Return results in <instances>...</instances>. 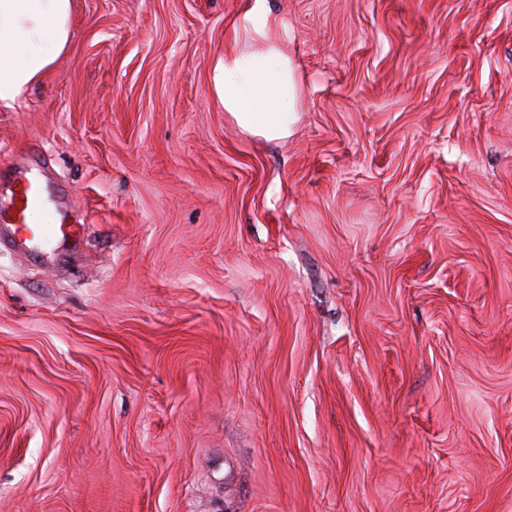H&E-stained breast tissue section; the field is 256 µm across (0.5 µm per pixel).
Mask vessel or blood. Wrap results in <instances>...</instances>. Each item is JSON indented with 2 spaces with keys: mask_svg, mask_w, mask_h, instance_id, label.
Instances as JSON below:
<instances>
[{
  "mask_svg": "<svg viewBox=\"0 0 512 512\" xmlns=\"http://www.w3.org/2000/svg\"><path fill=\"white\" fill-rule=\"evenodd\" d=\"M14 201L13 234L18 249L30 253H42L50 249L57 241L71 234L70 225L50 222L31 224L27 216L32 212L46 211L48 200L42 186L29 179L21 178L15 183L12 192Z\"/></svg>",
  "mask_w": 512,
  "mask_h": 512,
  "instance_id": "1",
  "label": "vessel or blood"
}]
</instances>
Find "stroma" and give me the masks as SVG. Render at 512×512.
I'll return each instance as SVG.
<instances>
[{
    "label": "stroma",
    "instance_id": "obj_1",
    "mask_svg": "<svg viewBox=\"0 0 512 512\" xmlns=\"http://www.w3.org/2000/svg\"><path fill=\"white\" fill-rule=\"evenodd\" d=\"M273 22L291 134L216 58ZM0 109V512H512V0H74ZM243 35L256 48L216 60L211 75L213 92L245 129L267 140L285 138L298 94L291 61L268 20L244 29ZM14 201L13 234L18 249L29 253H42L50 249L56 241L64 240L73 231L70 225L57 224L55 217L49 212L48 200L42 186L28 178H19L12 192ZM36 212L31 223L39 220L38 215L43 212L51 217L48 224H28L27 216Z\"/></svg>",
    "mask_w": 512,
    "mask_h": 512
}]
</instances>
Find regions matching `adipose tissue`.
Masks as SVG:
<instances>
[{
    "label": "adipose tissue",
    "mask_w": 512,
    "mask_h": 512,
    "mask_svg": "<svg viewBox=\"0 0 512 512\" xmlns=\"http://www.w3.org/2000/svg\"><path fill=\"white\" fill-rule=\"evenodd\" d=\"M73 0H0V107L10 108L53 71L71 40ZM251 49L218 58L212 89L225 111L268 140L287 137L298 87L275 27L244 29Z\"/></svg>",
    "instance_id": "adipose-tissue-1"
}]
</instances>
